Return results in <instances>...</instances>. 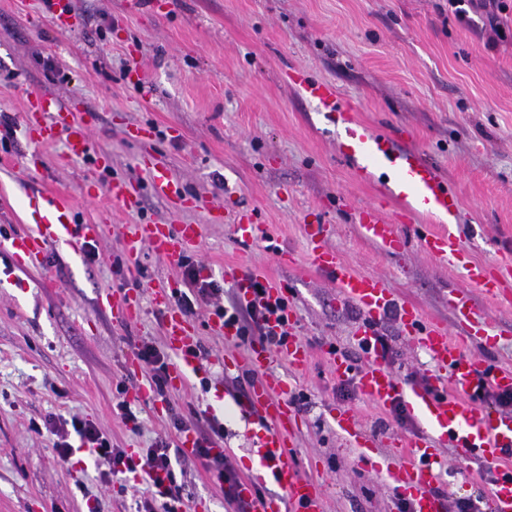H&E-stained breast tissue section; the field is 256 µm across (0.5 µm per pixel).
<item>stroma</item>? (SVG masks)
I'll return each instance as SVG.
<instances>
[{
  "mask_svg": "<svg viewBox=\"0 0 512 512\" xmlns=\"http://www.w3.org/2000/svg\"><path fill=\"white\" fill-rule=\"evenodd\" d=\"M503 3L506 38L492 46L484 11L469 10L462 22L449 0H72L69 28L54 23L44 0H0V114L14 122L12 132L0 127V512H86L93 498L99 512H134L124 477L88 457L59 459L58 438L44 423L75 414L134 456L161 436L177 442L174 419L202 427L215 420L238 476L260 473L255 426L241 405L257 374L224 366L227 353L243 358L249 348L226 341L209 309L191 316L205 355L187 384L168 388L161 407L132 395L146 376L126 371L128 354L145 342L171 353L153 290L186 289L176 263L147 247L138 281L129 279L123 241L135 222L200 225L188 255L225 295L235 291L237 273L254 269L281 284L293 332L310 353L305 366L277 355L266 368L308 397L290 462L321 489L324 512H399L403 494L383 471L409 459L396 454L395 441L429 428L420 412L398 419L335 377L324 352L358 353L363 314L341 303L330 275L313 268L305 225H326L329 248L354 271L384 278L398 302L426 319L452 325L448 294L466 293L503 334L463 352L497 368L512 369V307L487 298L462 265L419 247L425 217L400 224L395 207H386L408 240L400 254L363 236L358 212L378 187L358 179L342 158L338 127L300 98L288 74L334 83L360 122L402 137L437 167L461 201L452 232L468 262L512 259V0ZM31 89L90 117L91 158L71 161L63 142L31 141L22 121ZM133 125L152 128V151L195 197L193 206L175 214L153 195L140 149L126 135ZM115 176L140 184L136 211L83 195L87 178L103 184ZM22 182L69 194L76 223H105L98 260L53 248L34 264L8 250L28 228ZM216 201L224 204L220 224L210 210ZM246 208L265 225L267 241L238 233L234 218ZM129 291L139 293L142 313L121 326L98 298ZM375 329L392 349L385 366L400 384L436 386L434 363L395 316ZM123 400L134 421H121ZM338 408L356 412L375 441L369 461H359L337 428ZM435 453L437 490L452 500L489 498L496 474L486 462L463 460L449 442ZM177 484L183 512H233L203 469Z\"/></svg>",
  "mask_w": 512,
  "mask_h": 512,
  "instance_id": "35a3bbf8",
  "label": "stroma"
}]
</instances>
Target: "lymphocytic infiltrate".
Instances as JSON below:
<instances>
[{"instance_id":"f902f5d3","label":"lymphocytic infiltrate","mask_w":512,"mask_h":512,"mask_svg":"<svg viewBox=\"0 0 512 512\" xmlns=\"http://www.w3.org/2000/svg\"><path fill=\"white\" fill-rule=\"evenodd\" d=\"M179 266L188 287L197 291L196 298L180 295L178 306L183 312L190 313L196 303H203L214 314L223 318L227 327L236 331L242 343L261 342L271 351H279L288 342V301L285 298H271L265 285L253 281V298L242 302L233 298L224 302V290L214 281L201 277V267L190 258H182ZM277 320L278 329H270V320ZM196 446L192 454L172 452L168 442L160 440L151 447L143 449L139 457H132L125 449L113 447L107 436L92 421L72 417L69 429L58 430L56 444L58 456L69 461L75 448L86 449L95 461L106 463L110 474L144 473L148 478L145 490L135 493L136 512H177L178 499L176 486L177 471H188L195 466H203L212 481L224 489V499L236 512H249L250 504L239 498L237 488L240 480L230 457L214 452V436L220 435L217 424H209L207 429H195Z\"/></svg>"}]
</instances>
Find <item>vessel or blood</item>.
<instances>
[{
  "label": "vessel or blood",
  "instance_id": "obj_1",
  "mask_svg": "<svg viewBox=\"0 0 512 512\" xmlns=\"http://www.w3.org/2000/svg\"><path fill=\"white\" fill-rule=\"evenodd\" d=\"M289 79L298 92L315 101L321 111L340 114L347 158L360 179L376 183L379 187L376 200L359 213L364 236L391 254L404 248V239L394 233L383 216L387 203L392 201L399 206L400 220L409 221L424 214L441 223V230L419 234L418 243L428 254L451 264L458 263L461 253L451 240L449 227L458 221L460 200L438 170L427 163L416 149L398 146L392 137L376 133L358 122L352 107L343 101L335 85L316 80L298 70L292 71ZM25 121L34 125L38 143L55 142L63 132L68 138L70 156L84 157L92 150L86 128L39 90H31L27 94ZM129 135L144 145L141 163L149 173L154 195L172 207L181 206L187 196L169 177L163 162L146 148L147 132L135 127L130 129ZM104 192L113 205L124 210L132 211L138 206L139 188L130 179L112 177ZM27 198L32 206L42 209L45 216L35 228L10 241L12 250L24 252L37 260L48 248L59 245L79 253L85 241L96 238L103 230L99 224L75 223L66 194L34 189L28 192ZM324 232V225L309 227L311 260L318 270L332 277L341 300L355 304L362 311L365 320L357 331L359 340L372 347L375 324L389 313H396L405 332L448 372L447 383L439 384L434 391L406 390L381 365V353L372 347V362L358 376L361 393L374 404L385 408L401 396L425 416L429 435L414 440L410 461L388 467L386 477L408 497L414 512H445V500L433 490L435 446L438 441L449 440L456 443L464 456L477 457L489 463L505 459L512 451V415L487 408L479 395L490 387L512 389V370H491L483 361L464 355L449 339L447 328L429 322L412 305L396 303L381 277L353 272L342 263L333 250L321 244ZM198 236L199 227L195 224L133 223L127 227L124 251L127 258L134 261L142 247L147 246L159 257L176 260ZM467 274L480 283L488 297L496 300L501 296L504 279L512 277V263L501 262L493 272L474 264L468 267ZM152 302L163 314L165 336L175 355L169 383L173 386L184 384L196 369V360L190 353L195 339L193 327L177 306L172 292L164 289L155 291ZM448 304L464 338L474 341L487 335L486 324L467 296L451 294ZM106 305L118 323L130 322L141 313L138 297L129 293L107 298ZM270 360L271 355L264 345L256 343L251 346L247 364L251 369L261 371L262 376L251 386L245 408L261 421L254 445L284 494L256 502L254 512H324L322 493L286 458L284 435L292 431L297 414L288 399L287 384L277 376L264 374L263 369ZM334 420L337 428L358 448L360 458H367L373 444L363 435L356 415L343 410L335 414ZM490 512H512V465L497 474L490 493Z\"/></svg>",
  "mask_w": 512,
  "mask_h": 512
}]
</instances>
